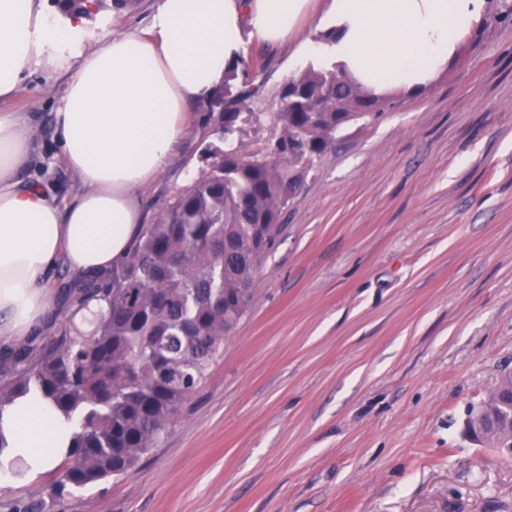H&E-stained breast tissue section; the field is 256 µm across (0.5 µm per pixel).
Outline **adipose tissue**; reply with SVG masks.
<instances>
[{
	"mask_svg": "<svg viewBox=\"0 0 512 512\" xmlns=\"http://www.w3.org/2000/svg\"><path fill=\"white\" fill-rule=\"evenodd\" d=\"M308 0H158L148 25L84 44V18L60 19L44 0H0V102L37 67L62 71L53 114L60 154L78 184L59 205L48 186L21 179L32 132L0 113V341L32 332L51 303L58 260L77 275L110 269L138 235L139 189L170 162L188 132L190 102L208 98L239 64L244 39L287 42ZM484 0H331L333 61L375 93L417 89L446 68ZM29 478L63 456L69 426L38 394L0 416Z\"/></svg>",
	"mask_w": 512,
	"mask_h": 512,
	"instance_id": "adipose-tissue-1",
	"label": "adipose tissue"
}]
</instances>
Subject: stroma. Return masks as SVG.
I'll return each instance as SVG.
<instances>
[{
	"instance_id": "35a3bbf8",
	"label": "stroma",
	"mask_w": 512,
	"mask_h": 512,
	"mask_svg": "<svg viewBox=\"0 0 512 512\" xmlns=\"http://www.w3.org/2000/svg\"><path fill=\"white\" fill-rule=\"evenodd\" d=\"M311 0L288 43L245 42L260 87L242 138L275 137L278 91L322 42ZM155 0H101L86 19L143 28ZM60 74L38 71L4 108L36 130L26 179L65 201L52 114ZM394 108L355 122L283 209L246 316L188 410L140 470L52 512H512V459L464 438L468 412L512 372V26L486 29ZM142 190L145 223L197 171L206 104ZM47 472L0 486V512H36Z\"/></svg>"
}]
</instances>
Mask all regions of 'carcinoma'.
I'll return each mask as SVG.
<instances>
[{"instance_id":"1","label":"carcinoma","mask_w":512,"mask_h":512,"mask_svg":"<svg viewBox=\"0 0 512 512\" xmlns=\"http://www.w3.org/2000/svg\"><path fill=\"white\" fill-rule=\"evenodd\" d=\"M486 2L481 29L512 25V0ZM236 79L233 68L207 99L212 141L191 183L160 205L120 263L69 289L70 315L53 335L15 349L0 373V416L36 391L73 423L45 499L128 477L164 443L249 311L279 215L314 158L348 124L375 120L387 106L343 67L310 66L278 92L276 140L253 151L236 134L253 116L255 91ZM93 304L105 311L86 331L77 317ZM511 403L507 381L476 409L480 443L512 445L503 415ZM7 446L0 435V471L23 481L28 466L8 458Z\"/></svg>"}]
</instances>
